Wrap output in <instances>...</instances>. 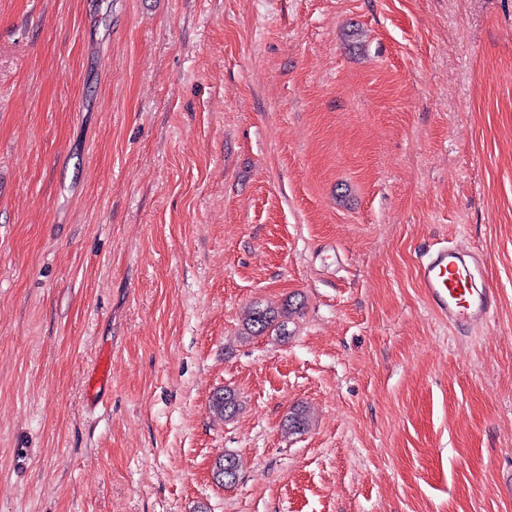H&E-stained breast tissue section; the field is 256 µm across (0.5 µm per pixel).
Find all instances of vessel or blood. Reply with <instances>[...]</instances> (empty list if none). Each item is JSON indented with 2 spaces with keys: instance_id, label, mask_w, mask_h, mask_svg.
Instances as JSON below:
<instances>
[{
  "instance_id": "vessel-or-blood-1",
  "label": "vessel or blood",
  "mask_w": 512,
  "mask_h": 512,
  "mask_svg": "<svg viewBox=\"0 0 512 512\" xmlns=\"http://www.w3.org/2000/svg\"><path fill=\"white\" fill-rule=\"evenodd\" d=\"M417 278L433 310L454 327H469L489 317L493 291L479 251L463 252L450 244L438 247L421 260Z\"/></svg>"
}]
</instances>
